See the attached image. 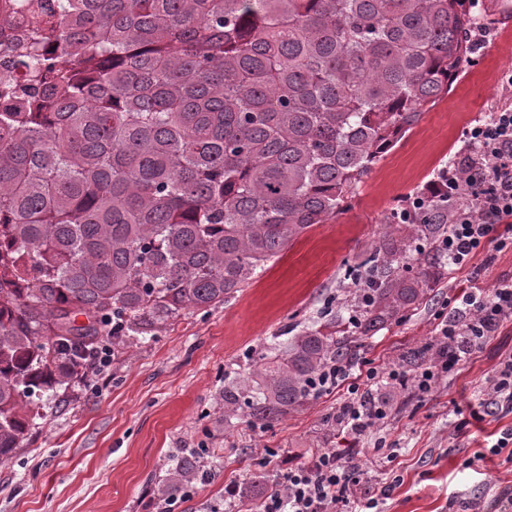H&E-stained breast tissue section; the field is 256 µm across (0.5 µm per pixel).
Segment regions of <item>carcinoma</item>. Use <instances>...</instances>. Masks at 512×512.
I'll list each match as a JSON object with an SVG mask.
<instances>
[{"mask_svg": "<svg viewBox=\"0 0 512 512\" xmlns=\"http://www.w3.org/2000/svg\"><path fill=\"white\" fill-rule=\"evenodd\" d=\"M464 0H17L34 91L0 79V461L33 430L27 399L85 378L188 309L222 303L341 211L428 103L479 25ZM347 307L262 353L224 406L277 421L317 376L437 280L448 191L401 215ZM425 265L402 272L410 241ZM85 321H79V317ZM178 463L162 481L189 478Z\"/></svg>", "mask_w": 512, "mask_h": 512, "instance_id": "1", "label": "carcinoma"}]
</instances>
